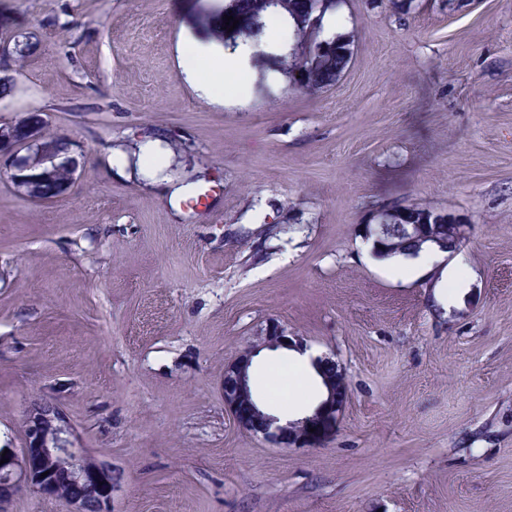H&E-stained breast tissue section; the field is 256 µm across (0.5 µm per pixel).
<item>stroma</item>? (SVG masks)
<instances>
[{"label":"stroma","instance_id":"stroma-1","mask_svg":"<svg viewBox=\"0 0 512 512\" xmlns=\"http://www.w3.org/2000/svg\"><path fill=\"white\" fill-rule=\"evenodd\" d=\"M221 2L0 0V37L32 38L0 124L44 113L81 164L42 202L0 173V448L46 396L121 473L112 512H512V0H343L334 87L256 52L216 99L186 41ZM119 152L208 206L173 210ZM407 202L468 234L402 279L361 227ZM272 320L347 372L321 447L224 410L225 362ZM251 386L283 420L321 399L283 349Z\"/></svg>","mask_w":512,"mask_h":512}]
</instances>
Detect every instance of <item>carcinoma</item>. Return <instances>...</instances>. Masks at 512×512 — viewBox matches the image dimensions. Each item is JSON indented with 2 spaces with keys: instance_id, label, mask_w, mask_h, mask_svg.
Wrapping results in <instances>:
<instances>
[{
  "instance_id": "obj_1",
  "label": "carcinoma",
  "mask_w": 512,
  "mask_h": 512,
  "mask_svg": "<svg viewBox=\"0 0 512 512\" xmlns=\"http://www.w3.org/2000/svg\"><path fill=\"white\" fill-rule=\"evenodd\" d=\"M322 4L323 15L335 12L343 0H224L223 12L209 14L201 19L202 28L212 38L224 45L237 44L244 37L253 47L262 46V35L269 17H278L291 27L288 42L269 46L268 56L285 66L288 83L310 95H317L335 86L350 68L354 57V35L350 32H332L323 27L318 31L304 32L305 19L314 2ZM238 21L236 28L225 25L226 17ZM418 212L434 216L431 207L418 204H391L378 210L377 223L386 225L382 242L375 243L381 256L404 254L429 242L431 234L450 240L457 237L458 228L453 224H428L421 233H410L403 228L411 214Z\"/></svg>"
}]
</instances>
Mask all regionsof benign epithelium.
<instances>
[{"mask_svg":"<svg viewBox=\"0 0 512 512\" xmlns=\"http://www.w3.org/2000/svg\"><path fill=\"white\" fill-rule=\"evenodd\" d=\"M47 120L40 117L26 128L19 124L0 126V161L11 171L15 191L40 199L38 187L58 183L56 196H62L77 180L79 162L62 160L55 151L57 136L47 133ZM450 224L460 226L459 236L439 242L440 251L455 254L465 236V225L452 216ZM301 345L297 336L272 321L264 328L259 342L249 345L224 364V409L239 428L260 435L272 445L316 448L336 432L348 398L346 373L330 357H318V370L327 396L308 414L285 423L264 411L249 387L248 372L253 358L263 349H291ZM24 443L20 450L0 448V512H10L15 497L24 489L54 498L63 494L68 512H110L113 492L119 478L112 464L91 457L80 446L77 431L61 406L53 399L39 397L27 405L24 418ZM47 476H42V473Z\"/></svg>","mask_w":512,"mask_h":512,"instance_id":"benign-epithelium-1","label":"benign epithelium"}]
</instances>
